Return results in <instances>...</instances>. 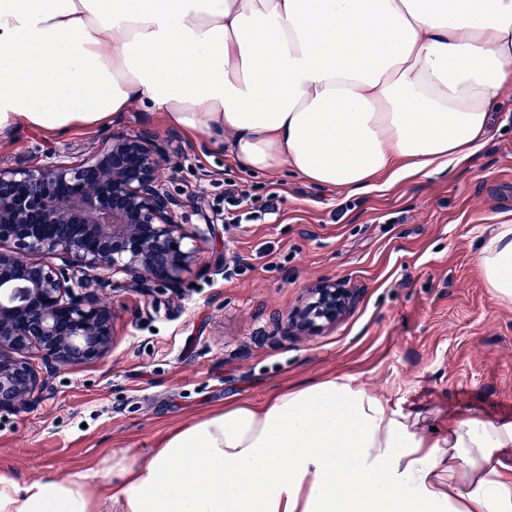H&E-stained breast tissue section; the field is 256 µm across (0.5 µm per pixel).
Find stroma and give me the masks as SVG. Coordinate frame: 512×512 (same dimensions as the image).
<instances>
[{"label": "stroma", "instance_id": "stroma-1", "mask_svg": "<svg viewBox=\"0 0 512 512\" xmlns=\"http://www.w3.org/2000/svg\"><path fill=\"white\" fill-rule=\"evenodd\" d=\"M141 129L167 132L137 101L62 136L19 126L0 135V164L86 155L108 133ZM179 142L189 153L169 188L222 217L218 234L179 290L102 291L115 317L110 356L59 368L27 409L0 414L1 474L24 485L96 470L107 482L113 453L143 457L181 421L334 376L436 427L452 414L512 421V305L480 269L492 227L512 224V86L467 164L363 193L243 169L205 136ZM231 182L252 210L278 193L277 212L227 223ZM324 279L355 303L318 335H289V314Z\"/></svg>", "mask_w": 512, "mask_h": 512}]
</instances>
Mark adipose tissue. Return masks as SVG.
<instances>
[{"mask_svg":"<svg viewBox=\"0 0 512 512\" xmlns=\"http://www.w3.org/2000/svg\"><path fill=\"white\" fill-rule=\"evenodd\" d=\"M512 85V0H0V133L102 126L134 100L229 157L353 193L467 160ZM512 304V224L480 255ZM512 423L432 436L352 376L225 405L146 456L18 487L0 512H512Z\"/></svg>","mask_w":512,"mask_h":512,"instance_id":"ef3b65f1","label":"adipose tissue"}]
</instances>
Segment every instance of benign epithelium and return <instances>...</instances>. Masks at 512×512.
<instances>
[{
  "instance_id": "obj_1",
  "label": "benign epithelium",
  "mask_w": 512,
  "mask_h": 512,
  "mask_svg": "<svg viewBox=\"0 0 512 512\" xmlns=\"http://www.w3.org/2000/svg\"><path fill=\"white\" fill-rule=\"evenodd\" d=\"M172 139L131 130L77 160L0 165V412L22 411L57 365L110 354L114 316L99 292L178 289L198 264L214 220L187 223L198 199L162 179L181 170ZM309 299L288 321L296 334L335 324L355 295L324 282Z\"/></svg>"
}]
</instances>
